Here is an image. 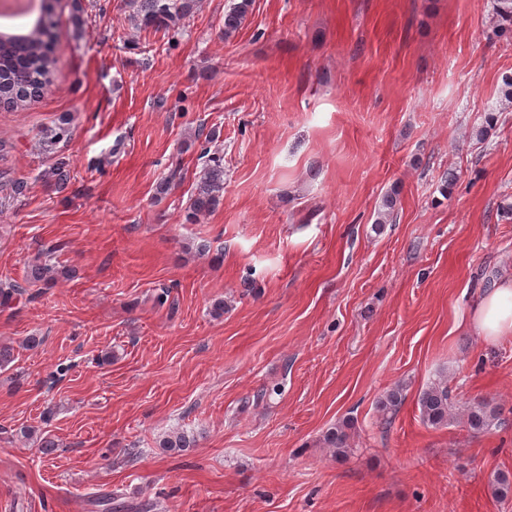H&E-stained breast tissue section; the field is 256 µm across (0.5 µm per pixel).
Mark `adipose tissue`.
<instances>
[{"label": "adipose tissue", "instance_id": "obj_1", "mask_svg": "<svg viewBox=\"0 0 512 512\" xmlns=\"http://www.w3.org/2000/svg\"><path fill=\"white\" fill-rule=\"evenodd\" d=\"M468 326L489 344L512 335V273L483 291L469 311Z\"/></svg>", "mask_w": 512, "mask_h": 512}]
</instances>
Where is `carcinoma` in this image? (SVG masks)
I'll use <instances>...</instances> for the list:
<instances>
[{"mask_svg": "<svg viewBox=\"0 0 512 512\" xmlns=\"http://www.w3.org/2000/svg\"><path fill=\"white\" fill-rule=\"evenodd\" d=\"M133 8L130 19L136 25L174 27L201 7V0H130ZM252 7V0H238L224 11V37L229 38L242 28ZM60 38L52 15L42 13L33 26L18 37H6L0 33V101L5 100L16 108L26 106L36 94L48 85L55 71V46ZM216 133L209 134L201 149L203 165L197 177L195 191L187 209L186 220L196 222L220 205L224 196V164L220 157L211 154L208 144ZM397 205V193L384 197L375 223L385 224L392 218ZM63 250L61 244H50L38 250L30 268L20 283L7 280L0 283V305L8 306L27 288L53 281L55 253ZM403 401V388L399 385L386 391L377 401L378 411L389 422ZM418 405L422 420L435 428L448 425L455 410L448 386L443 382L430 385L421 392ZM464 424L475 433H486L492 427L502 425L504 418L499 406L487 400L474 401L463 412ZM350 424L342 422L329 428L323 435V443L342 455L349 448Z\"/></svg>", "mask_w": 512, "mask_h": 512, "instance_id": "1", "label": "carcinoma"}]
</instances>
